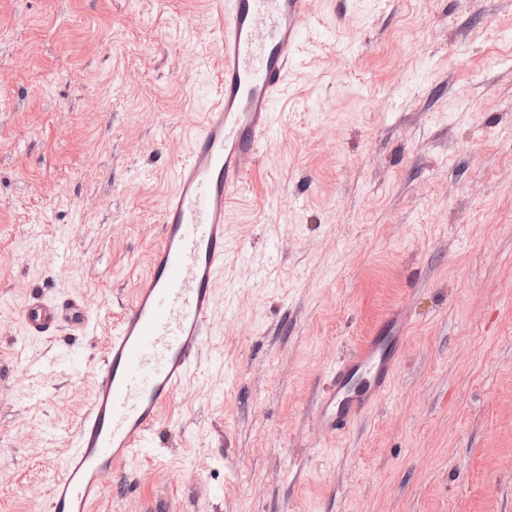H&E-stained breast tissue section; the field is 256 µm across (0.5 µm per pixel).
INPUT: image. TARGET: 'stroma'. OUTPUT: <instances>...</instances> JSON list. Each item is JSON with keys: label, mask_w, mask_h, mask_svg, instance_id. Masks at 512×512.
Masks as SVG:
<instances>
[{"label": "stroma", "mask_w": 512, "mask_h": 512, "mask_svg": "<svg viewBox=\"0 0 512 512\" xmlns=\"http://www.w3.org/2000/svg\"><path fill=\"white\" fill-rule=\"evenodd\" d=\"M215 333L93 512H512V0H312ZM215 0H0V512H42L216 97ZM91 326L23 337L31 292ZM385 398L329 371L397 311ZM404 314L388 321L387 330L371 336L331 369L333 390L320 398L314 416L321 430L335 436L350 428L387 393L397 369V353L404 340ZM367 371V382L359 390H349L350 378Z\"/></svg>", "instance_id": "1"}]
</instances>
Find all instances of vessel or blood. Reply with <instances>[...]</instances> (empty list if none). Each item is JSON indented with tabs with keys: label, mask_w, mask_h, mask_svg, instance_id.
<instances>
[{
	"label": "vessel or blood",
	"mask_w": 512,
	"mask_h": 512,
	"mask_svg": "<svg viewBox=\"0 0 512 512\" xmlns=\"http://www.w3.org/2000/svg\"><path fill=\"white\" fill-rule=\"evenodd\" d=\"M310 7L311 0H224L215 30L223 53L218 100L175 171V188L161 208V244L112 333L47 512H91L104 475L120 471L134 449L150 443L162 408L197 372L224 273V209L276 127L274 105L296 63ZM404 321L401 314L391 317L386 331L332 368L333 389L314 407L324 433L347 430L386 395ZM88 324L82 304L41 294L21 314L25 335L48 339Z\"/></svg>",
	"instance_id": "obj_1"
}]
</instances>
